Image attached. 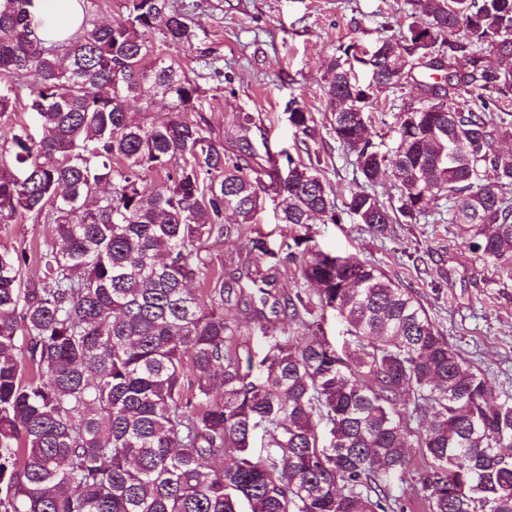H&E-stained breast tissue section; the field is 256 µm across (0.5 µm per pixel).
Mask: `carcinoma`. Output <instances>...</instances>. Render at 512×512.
Masks as SVG:
<instances>
[{"label": "carcinoma", "instance_id": "1", "mask_svg": "<svg viewBox=\"0 0 512 512\" xmlns=\"http://www.w3.org/2000/svg\"><path fill=\"white\" fill-rule=\"evenodd\" d=\"M33 4L0 0V221L42 217L53 234L26 287V254L0 251V512H395L393 486L410 480L428 512H512V397L492 395L411 290L319 249L310 221L339 219L320 158L287 153L282 175L248 139L253 113L234 115L239 155L204 117H183L202 111L200 85L162 46L196 34L170 0H127L123 21L84 20L56 41L38 37L52 22ZM410 5L426 26L370 55L378 88L422 76L396 115L393 158L352 111L353 46L328 66L336 140L365 183L390 172L400 190L396 208L365 189L346 207L383 236L443 201L471 253L511 261L499 187L512 152L495 139L512 125V0ZM444 44L432 81L425 59ZM24 86L41 135L7 138ZM158 98L172 117L149 123ZM288 124L310 151L313 113L290 106ZM146 170L163 181L145 186ZM272 174L286 253L253 228ZM233 237L254 272L230 256L206 292L187 288L206 276L203 245ZM288 262L303 286L283 296ZM267 306L282 316L271 334Z\"/></svg>", "mask_w": 512, "mask_h": 512}]
</instances>
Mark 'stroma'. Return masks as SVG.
Masks as SVG:
<instances>
[{
	"label": "stroma",
	"mask_w": 512,
	"mask_h": 512,
	"mask_svg": "<svg viewBox=\"0 0 512 512\" xmlns=\"http://www.w3.org/2000/svg\"><path fill=\"white\" fill-rule=\"evenodd\" d=\"M197 34L192 45L169 46L203 90L204 112L227 152L238 145L226 134L233 114L253 112L252 142L267 139L272 151L304 157L288 125L290 102L312 112L320 129L315 146L336 194L340 223L317 217L312 232L334 255L374 263L392 280L412 288L449 343L485 373L494 394H512V269L475 258L446 205L429 206L415 219L389 227L386 237L363 231L345 204L364 182L355 157L336 141L331 109L321 91L339 47L368 50L398 35L409 23L408 0H171ZM413 83L380 89L368 112V135L382 150L393 145L388 130L404 107L416 104ZM51 235L50 225L28 218L0 223V248L25 251L32 280L34 261Z\"/></svg>",
	"instance_id": "35a3bbf8"
}]
</instances>
